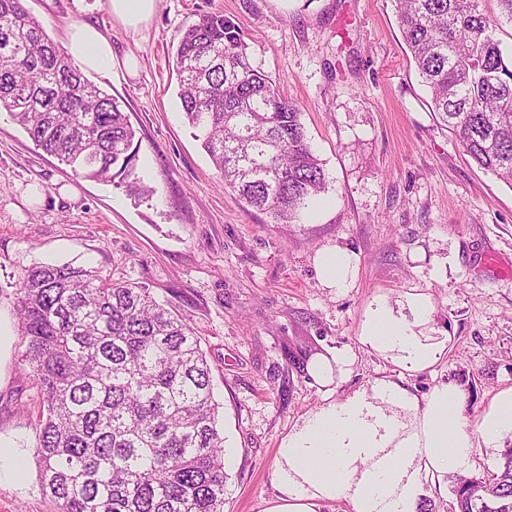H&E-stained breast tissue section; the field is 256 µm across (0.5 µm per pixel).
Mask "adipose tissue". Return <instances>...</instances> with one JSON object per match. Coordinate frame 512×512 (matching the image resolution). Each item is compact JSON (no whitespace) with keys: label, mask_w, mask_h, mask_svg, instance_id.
Listing matches in <instances>:
<instances>
[{"label":"adipose tissue","mask_w":512,"mask_h":512,"mask_svg":"<svg viewBox=\"0 0 512 512\" xmlns=\"http://www.w3.org/2000/svg\"><path fill=\"white\" fill-rule=\"evenodd\" d=\"M63 47L82 72L110 74L112 42L95 26H71ZM315 264L323 287L340 293L352 288L353 252L329 248L318 253ZM409 308L405 314L377 303L361 341L408 369L424 370L437 361L438 351L416 327L432 306L416 295ZM377 391L393 412L357 394L323 405L282 440L277 469L282 502L270 512H311L305 503L309 497L346 499L353 512H416L424 477L461 468L476 445H495L512 432V388L497 395L473 431L459 419L462 393L454 385L434 387L421 402L391 382L380 383Z\"/></svg>","instance_id":"obj_1"}]
</instances>
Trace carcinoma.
<instances>
[{"label":"carcinoma","mask_w":512,"mask_h":512,"mask_svg":"<svg viewBox=\"0 0 512 512\" xmlns=\"http://www.w3.org/2000/svg\"><path fill=\"white\" fill-rule=\"evenodd\" d=\"M436 112L483 170L512 184V56L482 0H397ZM188 124L224 179L276 224H296L326 173L296 104L253 67L241 30L201 15L177 37ZM75 175L151 199L135 130L30 15L0 0V112ZM21 370L42 404L40 486L58 512H224V430L199 336L150 288L40 264L16 288ZM499 471L459 479L454 512H512V447Z\"/></svg>","instance_id":"cac0c4a2"}]
</instances>
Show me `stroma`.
I'll list each match as a JSON object with an SVG mask.
<instances>
[{"label": "stroma", "mask_w": 512, "mask_h": 512, "mask_svg": "<svg viewBox=\"0 0 512 512\" xmlns=\"http://www.w3.org/2000/svg\"><path fill=\"white\" fill-rule=\"evenodd\" d=\"M108 0H24L55 43L88 22L111 39L112 74L88 78L136 131L154 190L131 198L73 176L0 112V441L21 448L24 482L0 484V512H57L35 454L42 414L19 369L26 343L16 284L36 264L85 265L149 287L178 309L211 367L224 424V512H267L280 496L282 439L328 401L383 381L417 397L470 375L460 419L476 427L512 388V185L479 169L431 108L397 22L396 0H158L138 30ZM221 12L241 28L254 67L296 103L328 187L298 224L244 209L185 122L172 56L180 28ZM358 258L348 292L323 287L316 255ZM424 294L423 338L441 355L410 372L362 345L369 306ZM345 356L331 381L300 374L290 346Z\"/></svg>", "instance_id": "35a3bbf8"}]
</instances>
